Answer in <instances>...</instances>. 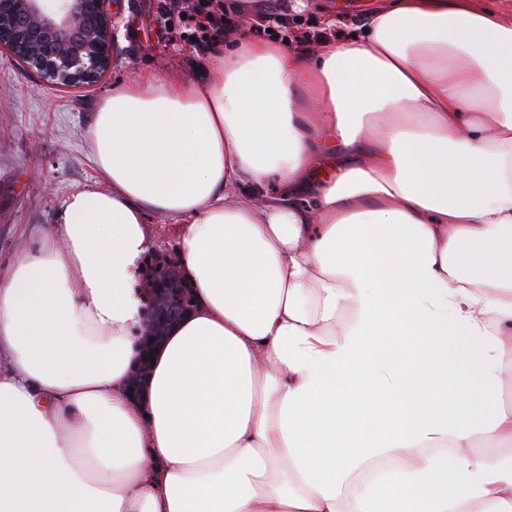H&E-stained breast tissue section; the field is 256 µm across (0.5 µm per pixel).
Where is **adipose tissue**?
Here are the masks:
<instances>
[{
	"instance_id": "obj_1",
	"label": "adipose tissue",
	"mask_w": 512,
	"mask_h": 512,
	"mask_svg": "<svg viewBox=\"0 0 512 512\" xmlns=\"http://www.w3.org/2000/svg\"><path fill=\"white\" fill-rule=\"evenodd\" d=\"M90 140L0 275V512H512V22L217 48ZM150 213L195 307L136 399ZM145 224L151 241V251L171 256L178 261V242L174 225L176 222L169 217L150 213L147 214Z\"/></svg>"
}]
</instances>
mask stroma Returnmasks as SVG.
I'll return each mask as SVG.
<instances>
[{"mask_svg":"<svg viewBox=\"0 0 512 512\" xmlns=\"http://www.w3.org/2000/svg\"><path fill=\"white\" fill-rule=\"evenodd\" d=\"M223 0L242 4L241 28L225 45L254 39L267 16L279 26L263 41L287 51L313 50L328 37L352 35L382 0ZM158 0H112L115 24L112 61L90 85L60 86L43 80L8 50L0 49V271L32 246L36 230L53 224L64 197L96 179L89 130L105 99L131 81L178 72L201 75L208 54L191 44L159 43Z\"/></svg>","mask_w":512,"mask_h":512,"instance_id":"obj_1","label":"stroma"}]
</instances>
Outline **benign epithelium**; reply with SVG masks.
<instances>
[{
	"label": "benign epithelium",
	"instance_id": "7a95c632",
	"mask_svg": "<svg viewBox=\"0 0 512 512\" xmlns=\"http://www.w3.org/2000/svg\"><path fill=\"white\" fill-rule=\"evenodd\" d=\"M0 0V48L58 85L97 81L111 59V0ZM191 289L171 298L178 323L191 310Z\"/></svg>",
	"mask_w": 512,
	"mask_h": 512
}]
</instances>
